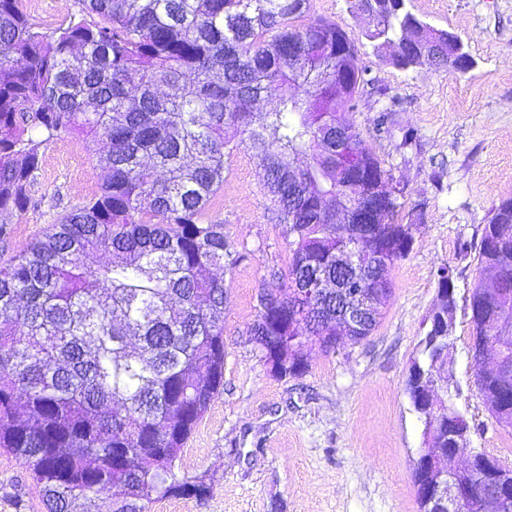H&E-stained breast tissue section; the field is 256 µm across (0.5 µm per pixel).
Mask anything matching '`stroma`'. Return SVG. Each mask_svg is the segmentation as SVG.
Returning <instances> with one entry per match:
<instances>
[{
    "instance_id": "stroma-1",
    "label": "stroma",
    "mask_w": 512,
    "mask_h": 512,
    "mask_svg": "<svg viewBox=\"0 0 512 512\" xmlns=\"http://www.w3.org/2000/svg\"><path fill=\"white\" fill-rule=\"evenodd\" d=\"M431 25L456 33L473 57L466 73L381 62L348 0H309V18L339 24L373 80L347 120L394 177L407 186L404 223L416 225L410 254L390 271L393 295L364 341L312 349L308 369L280 378L262 360L248 328L271 272H287L285 227L278 224L246 147L224 158V188L209 213L240 261L224 271V385L175 463L178 477L204 478V500L166 497L151 512H419L413 459L421 424L405 383L437 298V271L453 268L456 329L448 351L451 394L474 427L472 441L512 466V431L499 427L474 385L470 355L471 284L480 274L477 244L493 206L512 195V0H406ZM38 31L76 11L75 0H22ZM398 97L393 137L378 135L377 110ZM414 142L401 148L403 134ZM92 155L76 139L43 149L31 188L35 207L12 219L0 262L24 250L54 220L98 195ZM0 512H47L24 466L0 451Z\"/></svg>"
}]
</instances>
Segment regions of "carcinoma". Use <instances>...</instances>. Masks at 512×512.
Returning <instances> with one entry per match:
<instances>
[{"mask_svg": "<svg viewBox=\"0 0 512 512\" xmlns=\"http://www.w3.org/2000/svg\"><path fill=\"white\" fill-rule=\"evenodd\" d=\"M377 57L391 61L402 31L407 57L439 29L396 0H362ZM308 0H78L79 10L39 32L21 0H0V243L9 218L32 206L42 148L82 139L106 173L100 195L66 213L30 246L0 262V449L23 461L48 512H150L169 496L199 500L207 483L177 478L174 462L224 384V270L237 260L224 222L208 217L224 187L233 126L263 173L286 228L292 275L302 258L336 267V198L358 194L336 180L321 128L338 114L336 82L306 98L308 77L350 72L351 102L372 83L355 42L335 22H302ZM299 53L288 62V50ZM399 101L374 118L391 133ZM350 137L372 173L395 181L356 129ZM309 175L310 198L288 220V172ZM403 199L385 215L402 227ZM111 255L102 265L98 256ZM470 303L472 339L494 353L512 327V196L491 209L478 243ZM259 307L250 327L269 347L268 319L287 288ZM336 289L312 308V344L336 348V322L321 323ZM480 394L512 429V375L478 372ZM106 489L109 496L96 500Z\"/></svg>", "mask_w": 512, "mask_h": 512, "instance_id": "carcinoma-1", "label": "carcinoma"}]
</instances>
